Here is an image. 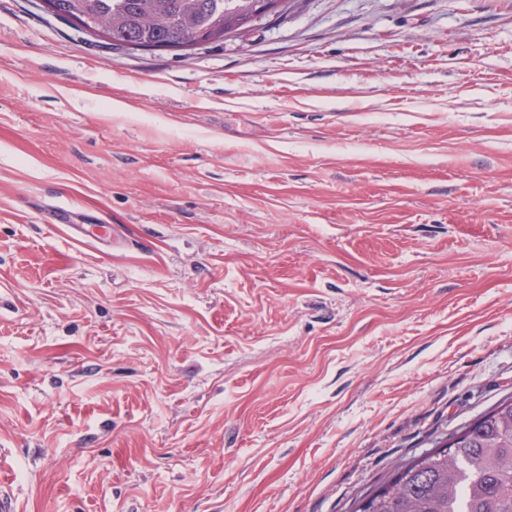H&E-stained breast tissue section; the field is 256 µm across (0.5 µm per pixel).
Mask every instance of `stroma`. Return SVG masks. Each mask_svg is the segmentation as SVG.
Here are the masks:
<instances>
[{
	"label": "stroma",
	"mask_w": 512,
	"mask_h": 512,
	"mask_svg": "<svg viewBox=\"0 0 512 512\" xmlns=\"http://www.w3.org/2000/svg\"><path fill=\"white\" fill-rule=\"evenodd\" d=\"M509 395L512 0H302L184 57L0 0L15 512H351Z\"/></svg>",
	"instance_id": "35a3bbf8"
}]
</instances>
